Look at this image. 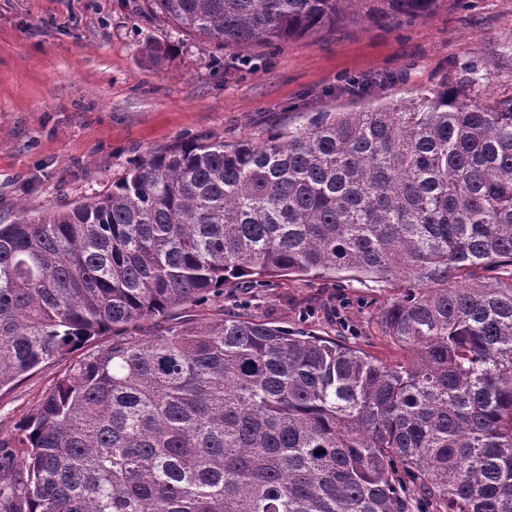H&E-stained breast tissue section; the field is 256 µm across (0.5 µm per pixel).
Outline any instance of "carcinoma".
Here are the masks:
<instances>
[{
	"label": "carcinoma",
	"mask_w": 512,
	"mask_h": 512,
	"mask_svg": "<svg viewBox=\"0 0 512 512\" xmlns=\"http://www.w3.org/2000/svg\"><path fill=\"white\" fill-rule=\"evenodd\" d=\"M150 2L229 47L350 0ZM477 85L186 143L0 224V389L109 337L19 424L0 512H512V96ZM289 274L400 283L381 329L411 358L224 314Z\"/></svg>",
	"instance_id": "obj_1"
}]
</instances>
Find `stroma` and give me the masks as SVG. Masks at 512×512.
I'll use <instances>...</instances> for the list:
<instances>
[{"label": "stroma", "instance_id": "35a3bbf8", "mask_svg": "<svg viewBox=\"0 0 512 512\" xmlns=\"http://www.w3.org/2000/svg\"><path fill=\"white\" fill-rule=\"evenodd\" d=\"M169 47L150 64L146 45ZM476 71L512 92V0H439L432 14L377 20L358 9L288 42L220 50L177 34L147 0H0V222L105 191L134 161L188 141L256 140L299 112L352 106L374 80L390 100ZM395 284L289 277L225 289V313L356 343L388 364L405 353L380 316ZM0 389V441L67 367Z\"/></svg>", "mask_w": 512, "mask_h": 512}]
</instances>
